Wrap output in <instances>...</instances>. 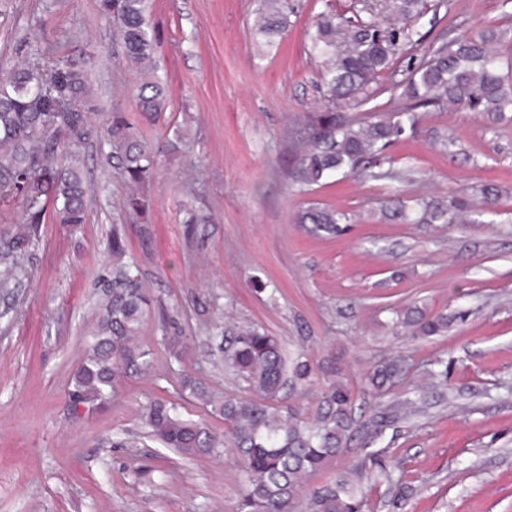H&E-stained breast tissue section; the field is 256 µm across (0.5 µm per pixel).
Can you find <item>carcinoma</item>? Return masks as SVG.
Listing matches in <instances>:
<instances>
[{
    "label": "carcinoma",
    "mask_w": 512,
    "mask_h": 512,
    "mask_svg": "<svg viewBox=\"0 0 512 512\" xmlns=\"http://www.w3.org/2000/svg\"><path fill=\"white\" fill-rule=\"evenodd\" d=\"M147 0H99L102 15L112 21L122 56L139 73L131 95L135 111L156 120L170 92L153 64L157 35L147 19ZM379 13L365 6L367 18L348 21L333 12L315 17L310 41L322 59L321 88L332 111L303 126L291 127L300 145L291 171L300 188L321 184L333 174L358 172L371 179L401 182L411 175L381 171L385 151L406 132H415L421 109L461 105L496 126L512 109V83L502 64L512 66V35L493 24L477 31H442L419 57L409 51L420 44L416 24L425 16L424 0H388ZM288 26V0H264L255 31L266 44L282 37ZM386 77L388 83L377 84ZM390 93V109L374 117L344 112L347 104L363 105L381 92ZM97 104L81 61L53 50H35L0 81V201L21 209V227L0 240V289L28 276L27 263L37 242L38 226L52 213L58 224H84L88 195L80 151L94 143L109 146L103 164L136 188L148 182L153 168L151 147L123 112L95 119ZM475 198H421L409 211L399 205L393 217L413 224H450L476 207L492 211L499 190L478 186ZM344 213L311 207L298 216L313 235L342 232ZM112 277L104 288L99 317L90 332L87 356L75 372L71 408L109 402L121 377L150 371L149 353L132 345L144 322L145 298L138 274L122 261L125 237L112 229ZM401 324L414 336H438L448 330V316L408 311ZM222 348L224 369L244 384V394L218 396L191 376L182 389L224 419V435L203 422L184 419L161 400L143 412L150 437L186 455L214 454L231 448L247 474L237 512H297L304 481L346 448L355 420L354 397L338 376L336 361L319 366L329 382L311 412L284 404L283 392L302 393L312 385L314 367L304 349L285 354L279 337L257 324L226 323ZM402 356L376 364L366 375L370 390L382 392L408 373ZM393 481L386 457L374 452L336 479L314 489L311 512H364L362 482Z\"/></svg>",
    "instance_id": "obj_1"
}]
</instances>
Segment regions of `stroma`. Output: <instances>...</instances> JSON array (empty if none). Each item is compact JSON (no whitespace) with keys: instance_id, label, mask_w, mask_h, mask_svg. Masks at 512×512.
Returning <instances> with one entry per match:
<instances>
[{"instance_id":"stroma-1","label":"stroma","mask_w":512,"mask_h":512,"mask_svg":"<svg viewBox=\"0 0 512 512\" xmlns=\"http://www.w3.org/2000/svg\"><path fill=\"white\" fill-rule=\"evenodd\" d=\"M288 2V32L269 48L254 30L260 0H148L154 63L171 98L156 121L137 125L150 144H182L157 155L143 217L123 210L126 182L88 147L86 223L41 224L29 278L0 292V512H236L246 473L231 451L183 455L148 438L142 420L161 399L223 432L180 379L241 393L211 338L228 315L288 350L302 344L313 360L335 359L355 396V436L306 490L352 467L372 436L402 480L369 490V512H512V124L493 131L458 106L425 112L382 164L411 181L340 174L297 190L288 127L326 107L307 31L321 12L358 17L363 2ZM487 23L512 30V2L450 0L439 28ZM439 28L421 22V49ZM55 46L86 61L103 111L132 112L137 74L98 0H0V68ZM487 182L500 204L476 224H404L386 209L395 193L449 198ZM311 205L346 213L345 233H306L296 216ZM193 213L203 223H189ZM116 224L140 272L136 343L153 367L76 416L68 388ZM415 306L448 314L447 333L394 326ZM396 355L410 364L405 378L383 397L365 393L366 373ZM441 369L444 386L430 378ZM116 435L129 446H112Z\"/></svg>"}]
</instances>
